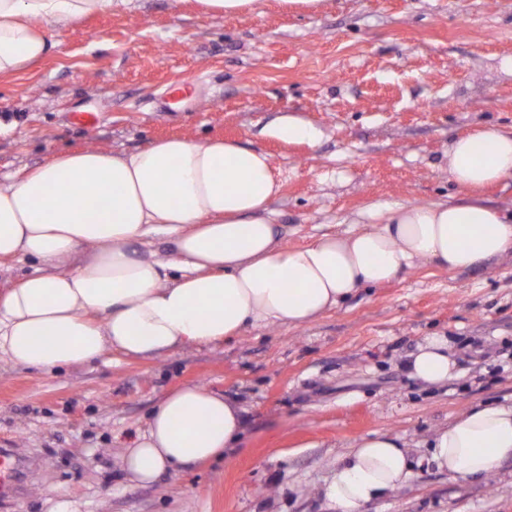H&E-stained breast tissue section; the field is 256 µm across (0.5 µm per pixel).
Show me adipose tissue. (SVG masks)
Returning a JSON list of instances; mask_svg holds the SVG:
<instances>
[{
  "instance_id": "1",
  "label": "adipose tissue",
  "mask_w": 512,
  "mask_h": 512,
  "mask_svg": "<svg viewBox=\"0 0 512 512\" xmlns=\"http://www.w3.org/2000/svg\"><path fill=\"white\" fill-rule=\"evenodd\" d=\"M132 0H0V76L51 52L45 28L129 8ZM512 176V132L486 126L448 151L455 202L399 205L344 234L283 246L271 208L279 191L268 155L235 140L171 138L113 155L65 152L0 180V261L40 267L0 293V355L45 370L108 352L147 357L209 344L251 327L300 326L426 261L461 271L512 253V216L480 189ZM173 244L151 251L156 236ZM147 245L135 258L133 243ZM409 372L438 386L456 374L454 345L425 337ZM243 430L236 403L198 386L167 394L121 457L128 480L219 460ZM431 459L470 480L512 459V405L469 408L432 441ZM415 460L396 435L360 438L323 496L336 512L410 483Z\"/></svg>"
}]
</instances>
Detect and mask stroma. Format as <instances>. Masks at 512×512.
Returning <instances> with one entry per match:
<instances>
[{"instance_id":"35a3bbf8","label":"stroma","mask_w":512,"mask_h":512,"mask_svg":"<svg viewBox=\"0 0 512 512\" xmlns=\"http://www.w3.org/2000/svg\"><path fill=\"white\" fill-rule=\"evenodd\" d=\"M47 36L40 66L0 77V179L62 152L233 138L269 154L291 248L375 208L457 198L454 138L486 124L512 132V0H324L313 13L257 0L232 17L202 15L195 0H135ZM184 82L191 106L175 98L159 111ZM286 114L313 140L271 136ZM434 334L461 352L456 377L429 387L406 361ZM186 384L243 407L236 447L149 485L126 481L128 441ZM488 403L512 404L511 256L467 271L420 263L308 324L171 353L50 371L1 358L0 448L40 461L8 512H329L337 458L377 431L399 435L418 466L365 512H512L511 459L471 480L430 459L437 430Z\"/></svg>"}]
</instances>
